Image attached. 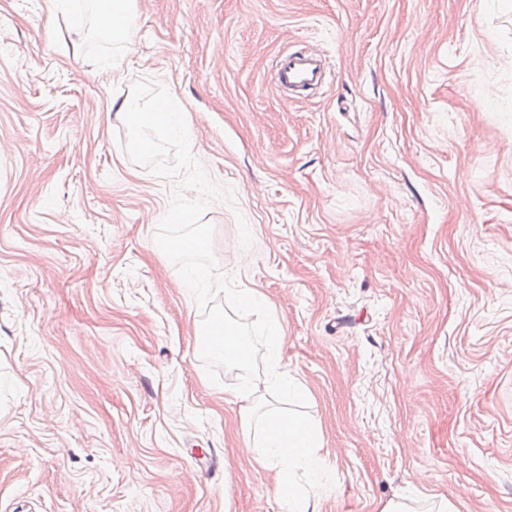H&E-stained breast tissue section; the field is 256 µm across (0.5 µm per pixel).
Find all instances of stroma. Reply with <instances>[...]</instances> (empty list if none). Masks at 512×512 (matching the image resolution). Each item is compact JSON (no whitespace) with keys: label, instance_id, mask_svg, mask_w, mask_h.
Returning a JSON list of instances; mask_svg holds the SVG:
<instances>
[{"label":"stroma","instance_id":"1","mask_svg":"<svg viewBox=\"0 0 512 512\" xmlns=\"http://www.w3.org/2000/svg\"><path fill=\"white\" fill-rule=\"evenodd\" d=\"M136 51L0 0V512H284L240 375L154 242L180 181L113 99L172 101L230 199L221 273L281 320L320 430L318 512H512V12L499 0H133ZM328 83L277 93L273 62ZM120 63L111 70L110 60ZM252 235L239 243V220ZM325 59L310 51H296L282 55L276 61L274 85L282 91L306 96L325 82ZM423 510H418V503ZM380 512H453L452 505L442 495L420 493L419 498L398 496L388 500Z\"/></svg>","mask_w":512,"mask_h":512}]
</instances>
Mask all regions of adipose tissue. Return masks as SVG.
<instances>
[{"label": "adipose tissue", "instance_id": "obj_1", "mask_svg": "<svg viewBox=\"0 0 512 512\" xmlns=\"http://www.w3.org/2000/svg\"><path fill=\"white\" fill-rule=\"evenodd\" d=\"M112 108L115 118L131 128L147 127L184 138L189 135L183 113L171 103L160 102L144 109L135 98L127 97L113 103ZM233 300L238 307L261 315L268 344L263 380L248 381L236 393L241 403L243 444L257 449V463L273 471L279 486L285 487L287 512H316L314 500L292 492L291 485L299 474L310 481L318 478L322 439L307 419L273 408L269 397L273 391L298 401L308 396L304 386L281 365L284 329L279 319L269 314V305L257 289H236Z\"/></svg>", "mask_w": 512, "mask_h": 512}]
</instances>
